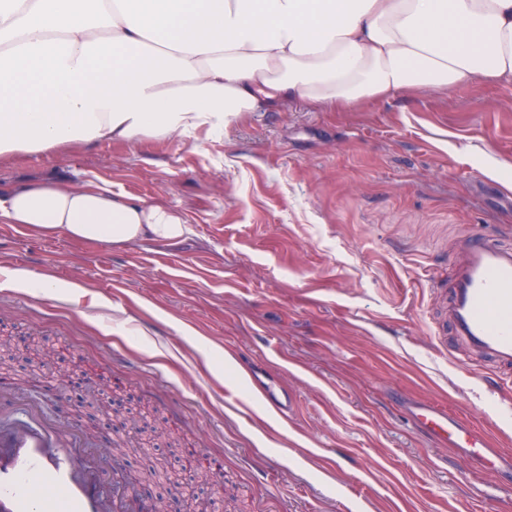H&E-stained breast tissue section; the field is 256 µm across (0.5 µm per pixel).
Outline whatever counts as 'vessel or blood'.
<instances>
[{
  "mask_svg": "<svg viewBox=\"0 0 512 512\" xmlns=\"http://www.w3.org/2000/svg\"><path fill=\"white\" fill-rule=\"evenodd\" d=\"M453 338L467 357V368L491 364L488 383L512 370V247L471 237L459 249L454 274L442 296ZM254 392L280 417L288 399L252 376ZM406 414L436 440L450 443L465 460L487 459V438L447 408L421 400L403 404ZM77 421L50 422L37 410L9 433H0V512H125L129 486L107 484L99 474L82 475L76 456L87 448ZM213 480L223 478L224 461L198 449L186 451Z\"/></svg>",
  "mask_w": 512,
  "mask_h": 512,
  "instance_id": "obj_1",
  "label": "vessel or blood"
}]
</instances>
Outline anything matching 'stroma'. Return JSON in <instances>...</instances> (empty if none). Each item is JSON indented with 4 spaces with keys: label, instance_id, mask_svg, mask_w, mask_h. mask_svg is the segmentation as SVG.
I'll use <instances>...</instances> for the list:
<instances>
[{
    "label": "stroma",
    "instance_id": "1",
    "mask_svg": "<svg viewBox=\"0 0 512 512\" xmlns=\"http://www.w3.org/2000/svg\"><path fill=\"white\" fill-rule=\"evenodd\" d=\"M48 180L178 207L189 233L115 245L0 223V266L34 282L0 288L15 355L0 381L25 399L112 441L79 391L33 368L48 344L53 368L107 383L178 448L223 455L238 512H512V469L477 471L390 401L445 403L512 452V388L470 375L434 331L461 241L512 242V84L0 157L1 186ZM252 369L287 393L288 419L251 395Z\"/></svg>",
    "mask_w": 512,
    "mask_h": 512
}]
</instances>
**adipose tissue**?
Wrapping results in <instances>:
<instances>
[{"label": "adipose tissue", "instance_id": "ef3b65f1", "mask_svg": "<svg viewBox=\"0 0 512 512\" xmlns=\"http://www.w3.org/2000/svg\"><path fill=\"white\" fill-rule=\"evenodd\" d=\"M512 84V0H0V156L223 135L247 113ZM0 222L129 244L175 207L46 181Z\"/></svg>", "mask_w": 512, "mask_h": 512}]
</instances>
